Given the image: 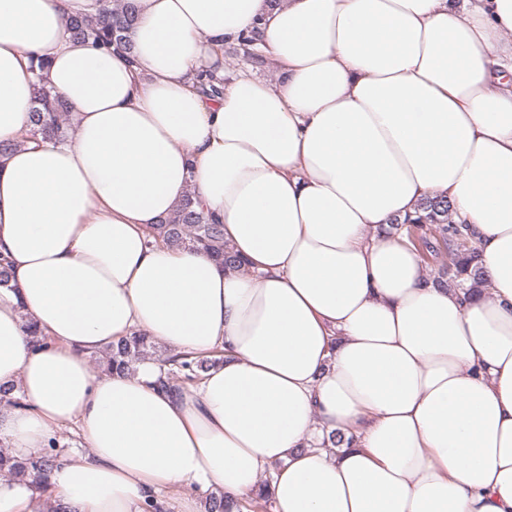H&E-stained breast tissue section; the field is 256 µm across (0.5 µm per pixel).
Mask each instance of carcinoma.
<instances>
[{
    "mask_svg": "<svg viewBox=\"0 0 512 512\" xmlns=\"http://www.w3.org/2000/svg\"><path fill=\"white\" fill-rule=\"evenodd\" d=\"M136 0H113L112 7L97 19L76 17L71 20L69 32L72 38L94 39L104 47L116 46L130 49L126 42L127 33L137 21ZM262 34L256 29L240 44L246 58L264 62L261 54ZM196 89L216 97L223 94L224 79L212 72L199 76ZM70 110L67 103L52 93L45 85L35 84V93L30 112V136L45 141L56 140L67 132L65 121ZM395 230L409 246L419 254H429L431 241L443 244L448 255V265L444 277L434 284L445 287L453 284L458 288L477 291L487 287V281L479 266V252L471 237L452 219L451 205L447 199L436 197L421 204L414 216H408L401 224H393ZM151 237L171 246L191 243L208 254L227 270H235L242 265V259L224 241V225L214 221L204 211L197 209L194 193L190 192L176 210L149 229ZM156 354L155 342L144 333L136 332L122 338L104 350L101 369L104 373L130 369L132 363L151 359ZM160 366L167 368L166 378L158 382V387L166 393H175L182 387L194 383L209 364L207 359H195L189 355L169 354L156 358ZM60 458L59 439L53 438L42 455L19 461L0 450V474L10 478L25 475L28 471L45 474L51 471Z\"/></svg>",
    "mask_w": 512,
    "mask_h": 512,
    "instance_id": "obj_1",
    "label": "carcinoma"
}]
</instances>
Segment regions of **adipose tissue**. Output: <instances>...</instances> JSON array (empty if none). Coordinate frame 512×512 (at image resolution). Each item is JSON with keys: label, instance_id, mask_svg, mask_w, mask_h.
<instances>
[{"label": "adipose tissue", "instance_id": "adipose-tissue-1", "mask_svg": "<svg viewBox=\"0 0 512 512\" xmlns=\"http://www.w3.org/2000/svg\"><path fill=\"white\" fill-rule=\"evenodd\" d=\"M137 2L125 52L67 32L106 0H0V443L82 445L0 512H512V0ZM256 28L276 83L224 71ZM39 79L56 145L26 137ZM190 191L240 270L149 245ZM434 197L481 292L389 231ZM135 332L211 365L176 396L150 360L91 370Z\"/></svg>", "mask_w": 512, "mask_h": 512}]
</instances>
